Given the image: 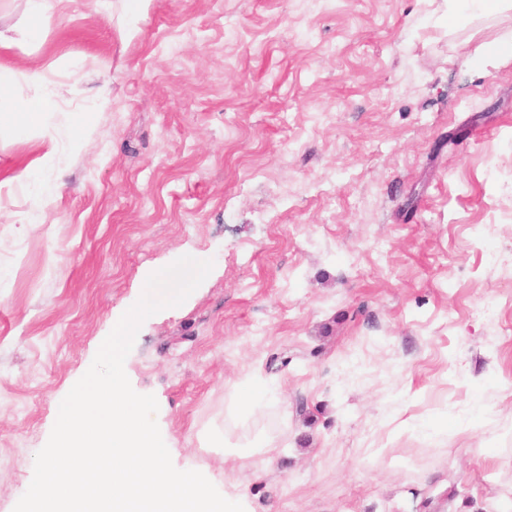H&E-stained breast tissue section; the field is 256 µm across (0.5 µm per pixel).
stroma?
<instances>
[{
  "mask_svg": "<svg viewBox=\"0 0 512 512\" xmlns=\"http://www.w3.org/2000/svg\"><path fill=\"white\" fill-rule=\"evenodd\" d=\"M0 0V512L148 276L213 260L125 361L175 468L250 512H512V11ZM40 80H32V73ZM30 170L31 182L16 174ZM260 372L278 453L210 445ZM56 108V101L50 96H40L23 102L14 112H24L31 120H34L46 112H52ZM0 126L16 125L14 112H2L0 109Z\"/></svg>",
  "mask_w": 512,
  "mask_h": 512,
  "instance_id": "35a3bbf8",
  "label": "stroma"
}]
</instances>
